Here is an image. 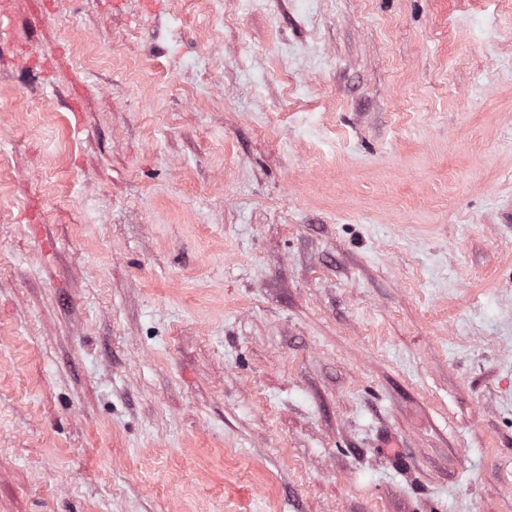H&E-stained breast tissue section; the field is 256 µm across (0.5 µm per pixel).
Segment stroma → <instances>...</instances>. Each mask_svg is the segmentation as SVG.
I'll use <instances>...</instances> for the list:
<instances>
[{"label":"stroma","mask_w":512,"mask_h":512,"mask_svg":"<svg viewBox=\"0 0 512 512\" xmlns=\"http://www.w3.org/2000/svg\"><path fill=\"white\" fill-rule=\"evenodd\" d=\"M0 512H512V0H6Z\"/></svg>","instance_id":"stroma-1"}]
</instances>
